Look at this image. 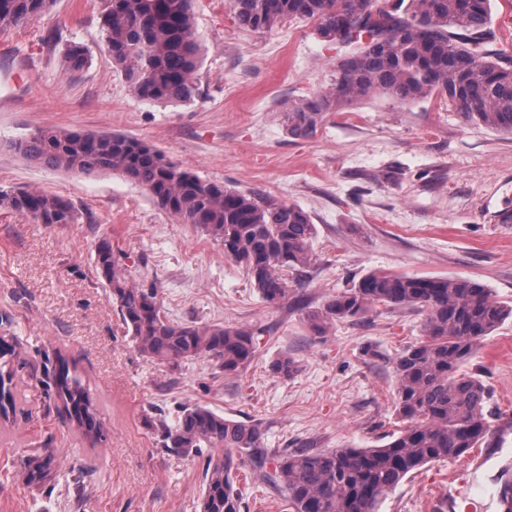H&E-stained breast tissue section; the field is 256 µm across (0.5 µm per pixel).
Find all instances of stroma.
Listing matches in <instances>:
<instances>
[{
	"instance_id": "1",
	"label": "stroma",
	"mask_w": 512,
	"mask_h": 512,
	"mask_svg": "<svg viewBox=\"0 0 512 512\" xmlns=\"http://www.w3.org/2000/svg\"><path fill=\"white\" fill-rule=\"evenodd\" d=\"M104 5L55 0L45 16L0 29V190H44L82 213L80 223L50 225L0 207V336L15 345L21 400L0 423V512H198L201 458L162 448L154 428L175 424L185 405L259 422L279 453L385 444L402 426L392 360L422 341L423 314L380 306L321 337L305 314L374 271L476 280L512 304V223L494 220L512 197V135L465 120L438 96L400 104L377 95L328 115L314 137L292 138L284 103L329 87L345 48L309 21L243 30L228 0H193L203 44L195 100L141 99L105 51ZM75 44L92 56L67 73L63 56ZM45 127L123 133L204 179L303 208L317 263L298 302H263L221 245L121 175L68 174L14 151ZM103 237L134 283L156 287L171 321L249 329L251 364L227 376L206 357L173 368L142 354L93 268ZM58 352L107 423L97 446L44 394L45 363ZM283 355L297 362L288 377L269 369ZM465 369L489 389L499 423L512 422V319ZM42 448L56 467L36 486L22 461ZM504 477L511 433L427 465L379 512H503Z\"/></svg>"
}]
</instances>
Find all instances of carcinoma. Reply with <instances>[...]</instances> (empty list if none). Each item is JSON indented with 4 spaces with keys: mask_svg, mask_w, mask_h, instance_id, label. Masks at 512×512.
<instances>
[{
    "mask_svg": "<svg viewBox=\"0 0 512 512\" xmlns=\"http://www.w3.org/2000/svg\"><path fill=\"white\" fill-rule=\"evenodd\" d=\"M53 2L0 0V28L41 17ZM229 6L242 29L271 31L286 19L312 20L322 39L351 47L336 58L329 88L285 104L288 134L295 138L312 137L327 114L374 95L399 103L439 95L465 119L512 134V55L489 40L490 0H391L389 8L378 0H229ZM102 27L112 65L137 97L195 99L201 42L192 0H107ZM88 59V48L75 44L64 56V71H76ZM13 148L54 170L118 173L137 183L178 223L222 245L224 256L243 269L270 306L288 301L291 283L316 264V226L302 208L205 180L136 138L43 128ZM0 206L40 224H77L82 218L68 200L42 190H0ZM93 267L142 354L172 367L207 356L226 375L255 358L253 335L243 327L172 322L154 289L130 281L105 238L94 246ZM379 305L425 315V340L392 361L395 410L404 422L398 434L374 448L277 454L265 446L259 424L201 404L184 407L173 426L163 425L162 443L193 456L211 449L202 462L199 512H243V468L250 479L284 492L288 512H378L409 473L459 458L488 437L496 410L486 385L463 366L486 336L512 319V305L494 300L472 280L371 272L308 311L307 324L313 335L324 336ZM14 355L0 338L3 420L17 408ZM270 370L289 377L296 361L285 355ZM46 395L85 438L105 437L87 385L60 353L48 372ZM53 463L51 454L27 458V481L45 483Z\"/></svg>",
    "mask_w": 512,
    "mask_h": 512,
    "instance_id": "cac0c4a2",
    "label": "carcinoma"
}]
</instances>
